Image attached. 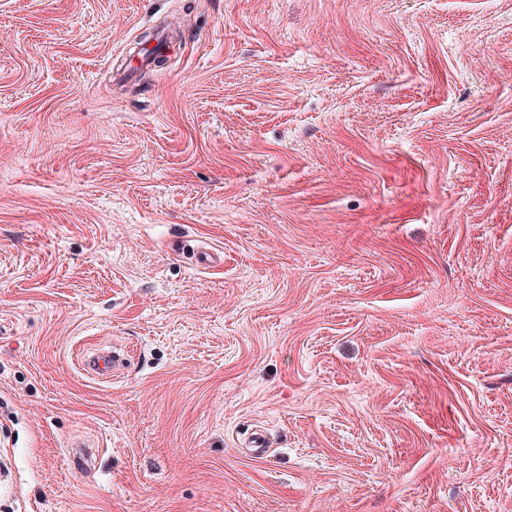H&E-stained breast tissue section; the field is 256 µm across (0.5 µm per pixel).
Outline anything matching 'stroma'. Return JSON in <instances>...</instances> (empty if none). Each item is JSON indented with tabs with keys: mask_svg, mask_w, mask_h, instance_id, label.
<instances>
[{
	"mask_svg": "<svg viewBox=\"0 0 512 512\" xmlns=\"http://www.w3.org/2000/svg\"><path fill=\"white\" fill-rule=\"evenodd\" d=\"M0 512H512V0H0Z\"/></svg>",
	"mask_w": 512,
	"mask_h": 512,
	"instance_id": "35a3bbf8",
	"label": "stroma"
}]
</instances>
